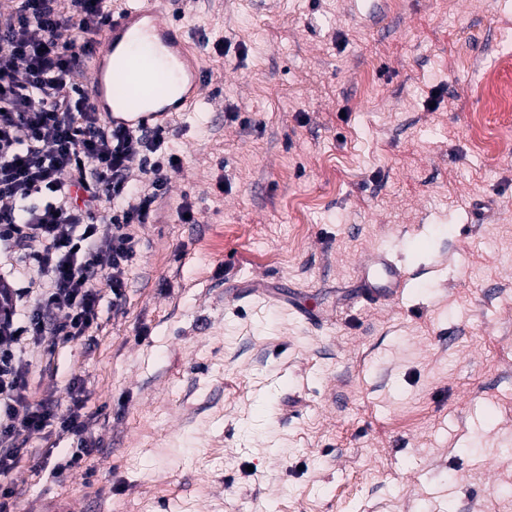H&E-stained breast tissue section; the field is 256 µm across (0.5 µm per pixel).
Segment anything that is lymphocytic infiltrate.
Returning <instances> with one entry per match:
<instances>
[{
  "mask_svg": "<svg viewBox=\"0 0 512 512\" xmlns=\"http://www.w3.org/2000/svg\"><path fill=\"white\" fill-rule=\"evenodd\" d=\"M12 3L0 12V238H14L20 262L33 268L37 299L24 332L0 316V512H17L9 476L31 434L55 423L82 438L91 427L81 399L63 411L29 400L18 355L23 335L47 334L57 344L89 335L102 286L123 296L135 256L132 226L153 217L178 165L159 152L164 128L109 124L84 83L94 37L112 24L110 0ZM105 256L111 272L103 279ZM47 308L62 319L45 323Z\"/></svg>",
  "mask_w": 512,
  "mask_h": 512,
  "instance_id": "obj_1",
  "label": "lymphocytic infiltrate"
}]
</instances>
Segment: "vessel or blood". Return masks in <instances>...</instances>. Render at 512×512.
<instances>
[{"mask_svg": "<svg viewBox=\"0 0 512 512\" xmlns=\"http://www.w3.org/2000/svg\"><path fill=\"white\" fill-rule=\"evenodd\" d=\"M164 6L165 0H135L88 60L92 97L113 123L153 128L195 108L200 66L177 28L164 22ZM362 277L375 297L396 296L405 283L403 267L385 251L363 264Z\"/></svg>", "mask_w": 512, "mask_h": 512, "instance_id": "obj_1", "label": "vessel or blood"}]
</instances>
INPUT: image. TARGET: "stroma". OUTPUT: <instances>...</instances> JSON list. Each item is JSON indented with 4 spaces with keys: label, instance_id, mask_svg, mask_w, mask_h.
Listing matches in <instances>:
<instances>
[{
    "label": "stroma",
    "instance_id": "35a3bbf8",
    "mask_svg": "<svg viewBox=\"0 0 512 512\" xmlns=\"http://www.w3.org/2000/svg\"><path fill=\"white\" fill-rule=\"evenodd\" d=\"M168 12L213 78L122 302L21 353L31 400L79 381L98 451L59 474L76 437L32 434L20 512H512V118L483 94L512 0ZM366 291L375 297L396 296L405 283V273L388 252L379 251L362 265Z\"/></svg>",
    "mask_w": 512,
    "mask_h": 512
}]
</instances>
